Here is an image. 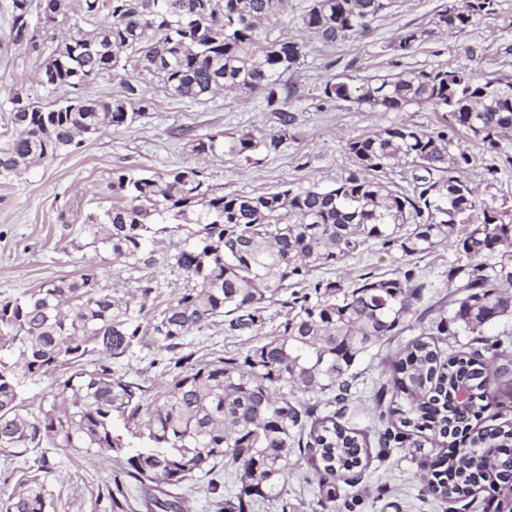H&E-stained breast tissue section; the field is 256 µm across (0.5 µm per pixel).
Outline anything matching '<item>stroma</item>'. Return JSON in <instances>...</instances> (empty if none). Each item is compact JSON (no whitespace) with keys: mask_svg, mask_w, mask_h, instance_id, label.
I'll return each mask as SVG.
<instances>
[{"mask_svg":"<svg viewBox=\"0 0 512 512\" xmlns=\"http://www.w3.org/2000/svg\"><path fill=\"white\" fill-rule=\"evenodd\" d=\"M310 0H285V8L269 23L268 40L296 38L307 45L299 66L288 72L296 87L287 110L294 118L293 140L277 152H257L250 158L216 153L196 159L191 139L218 132L238 135L269 133L278 127L277 113L268 111L258 92H220L194 100L171 97L157 78L141 69H130L129 79L139 98L149 104L146 114L131 125L107 128L86 136L79 147L62 152L53 161L0 180V300L37 288L43 282L72 278L88 264L99 267L103 282L119 294L136 292L139 275L153 278L156 291L149 306H165L186 288L183 275L157 265L138 273L114 264L109 254L95 252L79 238L78 229L87 215L121 204L112 191L113 172L135 168L148 174L194 166L204 174L217 194H261L281 187L335 185L353 168L345 150L349 139L405 123L430 131L443 125L442 113L427 106L401 111L367 112L350 102L327 98L324 86L337 75L384 76L439 67L462 69L481 76L487 73L512 76V0H497L494 14L465 30H439L410 54L396 52V37L412 27L429 26L444 0H394L381 12L368 33L326 44L304 31L301 18ZM12 0H0V133H11L10 113L14 96L42 104L72 96L109 99L121 95L118 77L105 72L79 90L41 85L38 77L44 60L60 39L62 29L39 25L38 48L10 39ZM466 146L473 161L466 179L482 197H496L512 205V136L504 138L497 153L479 142ZM496 164L494 185L485 181V167ZM457 254L438 246L426 255L405 257L373 244L344 263L316 270V277L341 279L353 284L361 275H385L411 268L425 288L416 304L418 312L437 316L448 300V265ZM424 323L410 319L401 336L371 348L356 363L353 397L345 420L366 435L368 457L363 481L343 487L334 502L319 505L318 475L306 462L293 464L281 495L258 499L253 512H489L495 497L488 483L474 494L447 501L431 495L419 479L423 461L440 455V446L381 448L371 420L374 394L389 376L388 365L403 357L408 342L420 336ZM253 335L229 332L223 321L193 331L183 354L211 360L227 353L246 352ZM169 355L158 346H135L129 357L113 365L115 375L148 387L150 396L162 392L170 379ZM51 473L43 481L51 502L49 512H148L145 493L127 486L120 504L110 493L121 462L85 457L67 450L51 449ZM241 490L237 472L219 464L212 473L185 481L175 493L185 512H219L234 505Z\"/></svg>","mask_w":512,"mask_h":512,"instance_id":"obj_1","label":"stroma"}]
</instances>
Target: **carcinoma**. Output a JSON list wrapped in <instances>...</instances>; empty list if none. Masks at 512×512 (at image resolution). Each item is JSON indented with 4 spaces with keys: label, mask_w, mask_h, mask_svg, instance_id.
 Masks as SVG:
<instances>
[{
    "label": "carcinoma",
    "mask_w": 512,
    "mask_h": 512,
    "mask_svg": "<svg viewBox=\"0 0 512 512\" xmlns=\"http://www.w3.org/2000/svg\"><path fill=\"white\" fill-rule=\"evenodd\" d=\"M497 0H445L436 27L463 30L495 12ZM284 0H43L47 24L72 21L69 35L46 58L39 82L78 88L105 71L119 75L130 62L152 74L170 95L198 99L218 90L248 89L278 114L270 133L251 132L228 141L204 136L191 142L197 157L220 150L232 157L276 152L294 137L286 104L294 87L283 76L299 65L305 44L268 42L263 22ZM389 0H311L304 30L325 43L361 35ZM31 0H12V40L38 48L29 20ZM108 10L110 20L100 18ZM432 29H409L393 49L413 51ZM125 93L109 100L75 98V104L40 106L13 99L12 136L0 146V179L53 160L103 128L134 122L146 107L122 79ZM330 99L372 111L429 106L448 114L432 131L407 124L346 143L355 170L330 188L316 185L258 195H218L194 167L148 174H116L112 190L125 204L92 214L82 232L94 250L130 270L157 264L177 268L187 288L158 311H146L153 281L140 278L139 301L102 284L91 267L77 277L41 284L0 301V339L17 349L18 362L0 360V455L52 470L48 449L124 459L122 484L142 486L149 512H184L179 497L163 490L194 474L212 472L222 460L235 465L241 492L233 512H248L253 497L274 494L290 462L307 459L320 471L321 500L337 499V471L362 463L361 433L341 423L355 379L354 365L372 347L402 331L416 315L425 284L408 268L390 277L368 273L352 285L313 272L340 263L375 242L407 257L446 244L458 259L448 265V310L413 339L404 358L392 362V378L375 395L379 443L422 447L424 432L464 427L472 411L452 412L461 381L477 400L492 393L501 374L495 365L506 349L487 335L512 316V206L480 197L465 177L471 157L458 132L491 149L512 134V79H477L448 68L369 79L346 75L325 83ZM410 169L411 190L384 180L398 164ZM175 252L159 248L163 236ZM287 309L276 331L243 355L193 362L181 356L172 379L153 402L136 381L117 377L112 364L136 344L182 348L193 330L219 317L229 330L265 322L267 305ZM442 336H467L468 350L441 356ZM93 356L95 360L88 361ZM71 375L38 412L22 398L24 387L56 374ZM291 387L329 397L288 400ZM512 425L476 428L468 447L449 462L457 472V497L472 494L481 476L495 485L512 474ZM0 512H48L46 487L35 478L0 497Z\"/></svg>",
    "instance_id": "cac0c4a2"
}]
</instances>
